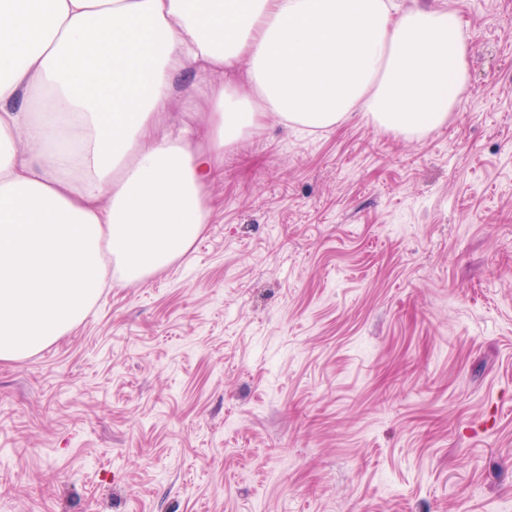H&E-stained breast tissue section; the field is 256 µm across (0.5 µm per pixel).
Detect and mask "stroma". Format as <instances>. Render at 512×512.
<instances>
[{"instance_id": "obj_1", "label": "stroma", "mask_w": 512, "mask_h": 512, "mask_svg": "<svg viewBox=\"0 0 512 512\" xmlns=\"http://www.w3.org/2000/svg\"><path fill=\"white\" fill-rule=\"evenodd\" d=\"M407 139L268 124L210 224L0 362V512H512V0Z\"/></svg>"}]
</instances>
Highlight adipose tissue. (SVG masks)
Here are the masks:
<instances>
[{"mask_svg": "<svg viewBox=\"0 0 512 512\" xmlns=\"http://www.w3.org/2000/svg\"><path fill=\"white\" fill-rule=\"evenodd\" d=\"M469 52L453 11L390 0H0V361L69 333L107 280L182 258L225 150L265 120L420 136ZM241 65L249 91L198 81L202 111L174 121L178 75Z\"/></svg>", "mask_w": 512, "mask_h": 512, "instance_id": "1", "label": "adipose tissue"}]
</instances>
